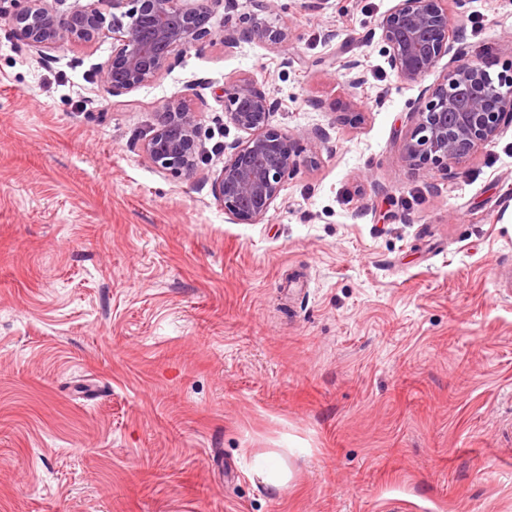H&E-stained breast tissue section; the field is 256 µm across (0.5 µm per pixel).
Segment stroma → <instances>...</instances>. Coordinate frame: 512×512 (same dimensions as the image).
Wrapping results in <instances>:
<instances>
[{
  "label": "stroma",
  "mask_w": 512,
  "mask_h": 512,
  "mask_svg": "<svg viewBox=\"0 0 512 512\" xmlns=\"http://www.w3.org/2000/svg\"><path fill=\"white\" fill-rule=\"evenodd\" d=\"M393 4L276 0L287 43L232 46L254 9L218 0L121 96L111 37L40 55L0 21V512H512V125L449 173L407 165L448 62L398 77ZM448 12L469 55L512 62V0ZM242 78L302 159L256 224L212 193ZM179 99L188 175L142 151Z\"/></svg>",
  "instance_id": "stroma-1"
}]
</instances>
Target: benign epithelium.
<instances>
[{
	"instance_id": "benign-epithelium-1",
	"label": "benign epithelium",
	"mask_w": 512,
	"mask_h": 512,
	"mask_svg": "<svg viewBox=\"0 0 512 512\" xmlns=\"http://www.w3.org/2000/svg\"><path fill=\"white\" fill-rule=\"evenodd\" d=\"M261 17L242 31H224V43L259 40L281 44L284 26L268 17L274 0H252ZM7 20L16 41L41 54L68 44H90L112 33V55L100 66L103 82L120 96L154 82L172 58L211 35L209 0H15ZM380 27L388 63L407 83L419 84L439 61L452 65L422 89L415 123L403 142L410 166L431 164L443 171L492 142L512 123V66L491 77L484 58L469 59L455 46L448 0H395ZM276 100L252 81L224 85V112L245 137L231 147L213 184L216 199L242 224L262 220L282 183L299 165L295 136L269 127ZM156 166L191 173L201 150L197 112L180 100L168 101L158 126L142 145Z\"/></svg>"
}]
</instances>
